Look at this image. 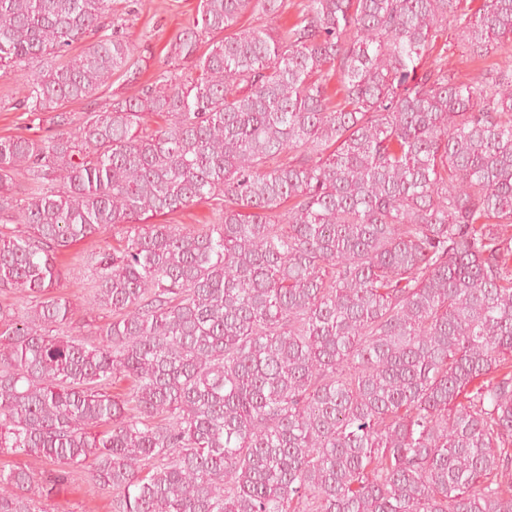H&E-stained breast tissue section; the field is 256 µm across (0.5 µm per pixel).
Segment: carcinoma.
<instances>
[{
  "label": "carcinoma",
  "mask_w": 512,
  "mask_h": 512,
  "mask_svg": "<svg viewBox=\"0 0 512 512\" xmlns=\"http://www.w3.org/2000/svg\"><path fill=\"white\" fill-rule=\"evenodd\" d=\"M284 6L199 0L76 120L139 47L108 0H0V75L39 65L60 127L0 137V454L50 465L1 467L0 512L79 472L113 512H512V67L437 46L512 52V0ZM119 226L73 336L57 255ZM477 67H479L477 63L466 62L464 49L457 44L453 33L448 31V68L455 70L459 76L463 77L476 73ZM210 208L206 203H196L177 215L158 217L151 220L154 223L162 224H183L188 227L195 224H202L205 217L210 214ZM173 217V219H171ZM170 222V223H169Z\"/></svg>",
  "instance_id": "obj_1"
}]
</instances>
